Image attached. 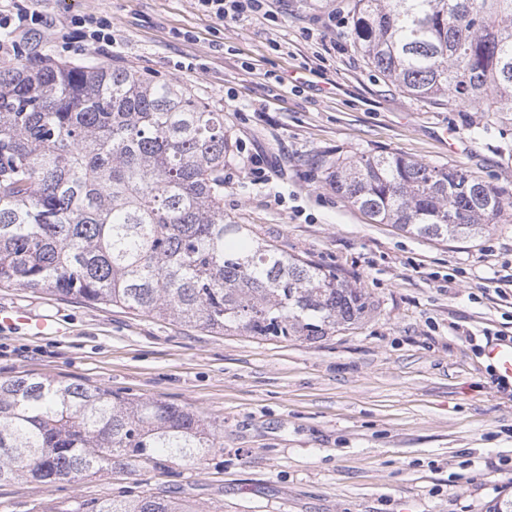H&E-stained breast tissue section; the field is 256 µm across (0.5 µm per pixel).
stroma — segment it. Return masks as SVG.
I'll return each instance as SVG.
<instances>
[{
  "mask_svg": "<svg viewBox=\"0 0 512 512\" xmlns=\"http://www.w3.org/2000/svg\"><path fill=\"white\" fill-rule=\"evenodd\" d=\"M55 26L112 25L104 62L176 80L224 112V216L331 269L371 302L314 343L214 333L0 284V305L59 332L0 329V379L37 375L161 399L223 431L203 470L0 484V512L153 489L205 512H485L512 496V384L483 349L512 338V223L475 241L374 224L329 186L326 164L380 151L463 167L512 196V116L410 98L354 46L347 0H269L218 20L198 0H23ZM456 145H449V138ZM258 153L265 173L239 158Z\"/></svg>",
  "mask_w": 512,
  "mask_h": 512,
  "instance_id": "35a3bbf8",
  "label": "stroma"
}]
</instances>
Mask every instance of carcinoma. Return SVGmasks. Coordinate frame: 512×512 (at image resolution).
<instances>
[{"instance_id": "obj_1", "label": "carcinoma", "mask_w": 512, "mask_h": 512, "mask_svg": "<svg viewBox=\"0 0 512 512\" xmlns=\"http://www.w3.org/2000/svg\"><path fill=\"white\" fill-rule=\"evenodd\" d=\"M351 36L418 101L512 115V0H352ZM224 113L178 81L110 65L0 63V284L256 338L315 341L368 312L363 289L224 219ZM329 184L374 224L475 240L512 218L475 174L392 152ZM224 445L198 413L79 381L0 380V482L78 481ZM42 512H203L159 492Z\"/></svg>"}]
</instances>
